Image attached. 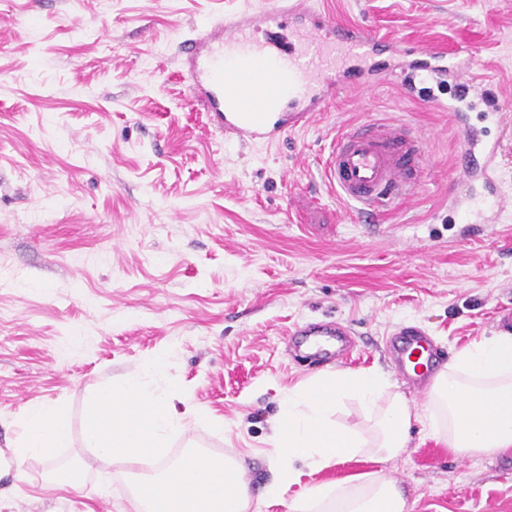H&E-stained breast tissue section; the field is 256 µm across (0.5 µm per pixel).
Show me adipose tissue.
Returning <instances> with one entry per match:
<instances>
[{
    "label": "adipose tissue",
    "mask_w": 512,
    "mask_h": 512,
    "mask_svg": "<svg viewBox=\"0 0 512 512\" xmlns=\"http://www.w3.org/2000/svg\"><path fill=\"white\" fill-rule=\"evenodd\" d=\"M168 356L156 354L140 370L101 385L90 397L85 444L101 458H120L128 466L166 448L183 432L186 418L203 421L202 413H178L177 392L158 395L144 389L143 376L164 375ZM386 382L374 373L323 371L283 395L273 423L270 457L277 481L264 493L273 500L283 487H296L289 512H407L400 486L384 471L341 479L305 482L308 473L359 456L375 463L401 454L409 431L421 417L446 413L442 429L450 451L467 457L512 451V333L498 332L459 350L429 390L424 409H414L395 395L384 398ZM359 402L375 420L373 430L339 423L335 414L344 400ZM72 431L61 407L35 403L28 407L14 445L16 463L39 457L52 462L56 449L70 447ZM253 495L244 467L235 457L217 460L191 450L153 475L136 481V512H249Z\"/></svg>",
    "instance_id": "1"
}]
</instances>
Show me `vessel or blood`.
I'll return each mask as SVG.
<instances>
[{"instance_id": "1", "label": "vessel or blood", "mask_w": 512, "mask_h": 512, "mask_svg": "<svg viewBox=\"0 0 512 512\" xmlns=\"http://www.w3.org/2000/svg\"><path fill=\"white\" fill-rule=\"evenodd\" d=\"M176 58L210 126L241 147L271 146L304 128L338 90L391 83L407 69L424 80L459 71L454 57L401 47L356 25H336L314 0H276L209 24L179 43ZM424 145L423 137L394 119L343 126L323 162L324 181L354 206L359 223L377 225L418 195ZM459 150L482 155L483 163L457 168L458 185L469 190L452 201L457 222L511 224L512 191L497 181L492 165L496 145L467 134ZM301 334V345L317 361H340L351 347L340 326L310 324ZM386 348L396 367L412 365L420 386L442 361L419 329L393 333Z\"/></svg>"}]
</instances>
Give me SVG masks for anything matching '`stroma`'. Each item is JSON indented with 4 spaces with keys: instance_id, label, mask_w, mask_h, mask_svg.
Masks as SVG:
<instances>
[{
    "instance_id": "obj_1",
    "label": "stroma",
    "mask_w": 512,
    "mask_h": 512,
    "mask_svg": "<svg viewBox=\"0 0 512 512\" xmlns=\"http://www.w3.org/2000/svg\"><path fill=\"white\" fill-rule=\"evenodd\" d=\"M260 0H0V512H132L127 466L84 445L93 391L157 352L146 386L223 420L190 426L169 460L199 443L240 459L254 492L276 478L271 422L282 393L319 372L295 349L301 326L353 332L343 368L378 371L388 394L423 408L391 368L385 335L424 330L445 357L492 335L512 304V224L466 231L449 193L461 128L436 94L383 84L330 101L273 147L226 143L207 126L175 59L212 15ZM337 23L383 39L456 50L465 75L512 108V0H324ZM398 118L431 164L414 204L378 230L325 186L335 128ZM34 403L63 405L73 440L55 463L77 489L10 447ZM384 469L408 512H512V455L459 457L429 421L384 465L352 460L314 483Z\"/></svg>"
}]
</instances>
